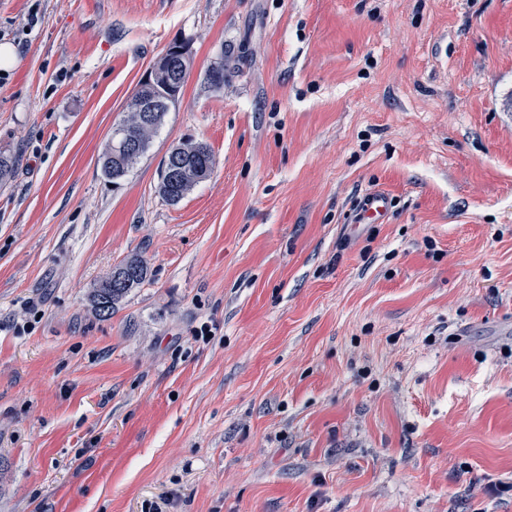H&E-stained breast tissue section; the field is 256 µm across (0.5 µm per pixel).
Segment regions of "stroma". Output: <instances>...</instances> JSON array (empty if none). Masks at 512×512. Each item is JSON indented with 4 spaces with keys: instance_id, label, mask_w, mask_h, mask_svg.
Returning a JSON list of instances; mask_svg holds the SVG:
<instances>
[{
    "instance_id": "obj_1",
    "label": "stroma",
    "mask_w": 512,
    "mask_h": 512,
    "mask_svg": "<svg viewBox=\"0 0 512 512\" xmlns=\"http://www.w3.org/2000/svg\"><path fill=\"white\" fill-rule=\"evenodd\" d=\"M5 44L0 512H512V0H0ZM185 140L213 173L172 204ZM175 61L180 62L182 67L180 69H174ZM192 66V55L190 53L187 44L182 42H175L171 44L168 49L156 60L153 64L150 72V77H147L142 84L149 83L154 84V81H159L167 85L180 84L184 79L187 78L190 68ZM141 84V85H142ZM165 84L156 83L153 86L143 89V94L149 93L152 95L148 101L153 99H163L168 97L169 99H179L185 81L180 84L176 89L169 88ZM163 104L168 106V103L163 99ZM169 111H170L169 108H167L165 112L160 113L159 121H158L154 131L146 138V140H144L142 142L139 155L136 156L137 151H136L135 147H131L129 149L126 158H134L135 156H136V158L132 163H127L125 165V168L121 169V168L115 166V163L112 160V156L115 154V152L117 150L116 148L119 145V140L117 139L118 131L119 130L123 131L125 137L127 134H129L130 136L135 137V138H137L139 136L138 130L133 127V116L127 115V118L123 120L126 127H124L123 124L121 123V124L117 125L116 128L113 129L112 142L110 145L109 144L107 145V148L105 149V151L99 158V163H100L102 173L105 176H107L108 178H112V179H119V178L126 176L131 171V169L134 167V165L137 164L138 161L142 157H144L145 154L149 151L151 142H152V138L158 133L160 127L163 125L165 116H166L167 112H169ZM390 198L380 190H372L360 201L354 224H381L389 213ZM123 265H134L136 269H138L137 278L134 280V283L131 286L124 288H104V283L110 276L114 277L116 274H121L119 270ZM146 276L147 266L142 260L138 258L130 259L116 267L115 270L112 271V274L101 280L91 292L90 301L93 308L95 309V312L102 317L111 315L115 306L124 297H126L132 288L139 287L145 281Z\"/></svg>"
}]
</instances>
